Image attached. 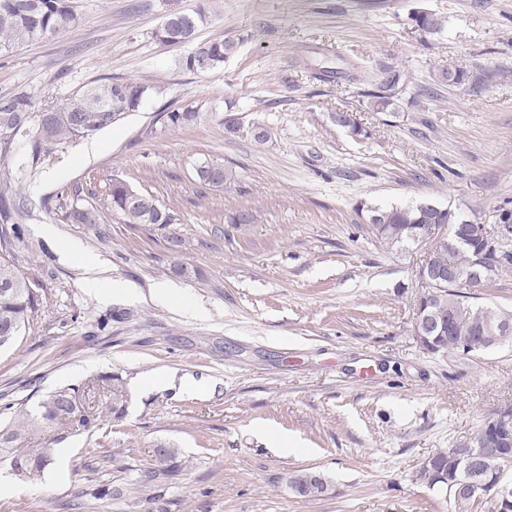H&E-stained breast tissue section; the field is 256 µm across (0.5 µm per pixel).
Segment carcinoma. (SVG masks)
Wrapping results in <instances>:
<instances>
[{"instance_id":"carcinoma-1","label":"carcinoma","mask_w":512,"mask_h":512,"mask_svg":"<svg viewBox=\"0 0 512 512\" xmlns=\"http://www.w3.org/2000/svg\"><path fill=\"white\" fill-rule=\"evenodd\" d=\"M416 25L429 33L441 29L440 21L431 13L417 11L413 15ZM79 17L72 0H0V53L23 44L41 42L58 33L77 26ZM205 22L201 10L190 11L157 27L152 36L163 45H175L182 41L192 44L195 53L180 60V67L192 74H204L224 65V61L236 49L235 41L216 36L198 38V31ZM399 71L386 66L379 70L374 90L368 92L373 107L379 112L393 105L394 90L399 84ZM147 87L122 78H107L105 81L81 88L61 103H52L35 111L32 97L26 92L0 96V161L4 165L14 164L19 168L33 167L65 149L71 142L95 135L112 126L126 114L136 111L142 104ZM197 112L190 108L163 112L160 118L166 127H184L195 121ZM198 182L220 187L229 179V172L220 164L202 162L195 168ZM112 212L119 215L125 224H159L165 226L173 218L163 209L158 200L149 193H131L124 183H112L109 192ZM27 199L21 191L12 187L8 177L0 179V240L10 237L21 239L23 230L15 216L26 209ZM362 210L369 220L377 240L391 248H403L413 244L414 236L425 224L437 223L448 230V243L435 258L434 264L448 268V259L455 262L460 279L473 287L484 286L494 281L499 271L512 265V252H502V259L488 253L486 270L473 266V258L485 246L480 236L467 238L466 247H461L456 229L472 227L462 222L448 209L432 204L406 206L371 207ZM75 224H86L92 228L101 223L98 208L90 203L75 204L67 214ZM454 298L457 310L450 327L434 334V345L430 351L440 349L470 354L485 348L512 343V334L492 341L482 338L483 330L493 321L510 320L511 314L491 307L478 306L469 301V295L458 294L451 283L444 285L441 297L431 296L423 301V307L437 314H448V298ZM39 298L28 279L7 258L0 255V347L12 345L30 325L38 311ZM101 387L109 392L101 410L94 414H82L78 418L63 415L66 401L76 393L74 388H63L43 399L33 412L18 414V420L0 429V452L10 459L15 475L37 481L51 463L54 449L41 446L24 448L28 428L35 425L48 427L70 423L89 431H100L108 416L119 419L125 412V395L117 376L99 378ZM422 476L427 487L444 491L441 477L450 473L457 479L466 478V471L451 459L450 452L441 451L424 460ZM512 463V448L502 456L483 462L486 480L498 482L504 479L505 468ZM312 471L302 472L290 480L291 488L303 498H317L328 490V482L311 480ZM460 512H469L474 506L486 507L488 512H499L496 504L484 497L467 495L453 497Z\"/></svg>"}]
</instances>
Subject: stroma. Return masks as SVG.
I'll list each match as a JSON object with an SVG mask.
<instances>
[{
  "label": "stroma",
  "instance_id": "1",
  "mask_svg": "<svg viewBox=\"0 0 512 512\" xmlns=\"http://www.w3.org/2000/svg\"><path fill=\"white\" fill-rule=\"evenodd\" d=\"M78 26L0 54V94L35 108L107 77L149 85L137 111L13 171L27 208L21 240L0 243L30 281L39 311L0 349V426L63 387L121 378L126 413L112 424L111 460L99 434L33 429L53 443L41 480H17L0 512H456L416 473L512 405V345L463 354L425 350L413 333L425 250L388 249L358 214L431 203L475 224L512 211V0H76ZM207 16L200 38L237 40L223 67L182 70L187 46L151 33L176 10ZM433 13L439 32L412 14ZM400 70L394 104L370 103L369 82L322 81L320 67ZM465 70L463 87L442 83ZM197 120L164 127L163 109ZM350 112L352 135L333 116ZM240 119L236 134L225 115ZM270 132L255 141L251 128ZM223 165L224 186L194 167ZM121 180L173 217L133 226L113 213ZM102 213L97 228L67 221L73 200ZM252 221L232 224V212ZM180 238L171 246L170 235ZM81 246L69 255V243ZM184 263L195 278L176 275ZM133 282L137 297L108 292ZM172 300H156L158 287ZM169 386H150L155 376ZM206 382L210 391H191ZM292 452L277 449L281 434ZM176 451L169 477L154 449ZM330 483L306 500L289 481L306 469ZM151 489L131 490L141 470ZM112 488L109 496L100 487Z\"/></svg>",
  "mask_w": 512,
  "mask_h": 512
}]
</instances>
